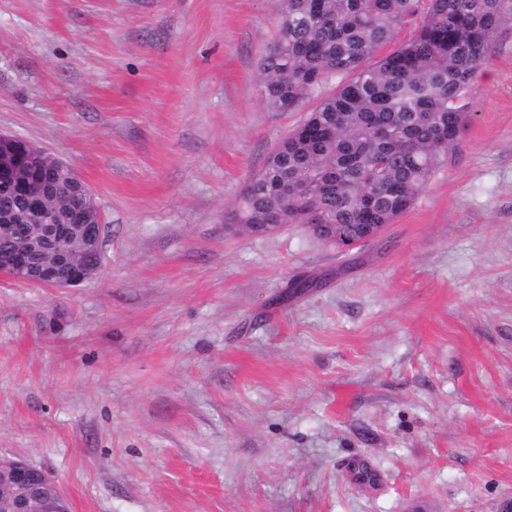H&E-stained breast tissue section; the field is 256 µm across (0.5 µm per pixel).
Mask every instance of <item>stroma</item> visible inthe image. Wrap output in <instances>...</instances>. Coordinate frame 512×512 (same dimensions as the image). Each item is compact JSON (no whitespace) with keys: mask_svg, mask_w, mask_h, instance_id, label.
<instances>
[{"mask_svg":"<svg viewBox=\"0 0 512 512\" xmlns=\"http://www.w3.org/2000/svg\"><path fill=\"white\" fill-rule=\"evenodd\" d=\"M276 24L273 0H0V133L76 170L105 226L78 287L0 275V455L70 512H498L512 8L453 156L348 253L224 223L303 118L262 100Z\"/></svg>","mask_w":512,"mask_h":512,"instance_id":"stroma-1","label":"stroma"}]
</instances>
